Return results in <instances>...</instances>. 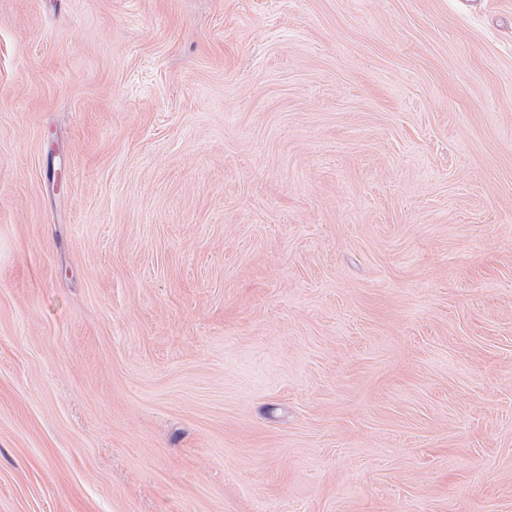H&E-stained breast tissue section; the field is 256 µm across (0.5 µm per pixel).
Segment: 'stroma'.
<instances>
[{"label": "stroma", "instance_id": "obj_1", "mask_svg": "<svg viewBox=\"0 0 512 512\" xmlns=\"http://www.w3.org/2000/svg\"><path fill=\"white\" fill-rule=\"evenodd\" d=\"M0 512H512V0H0Z\"/></svg>", "mask_w": 512, "mask_h": 512}]
</instances>
